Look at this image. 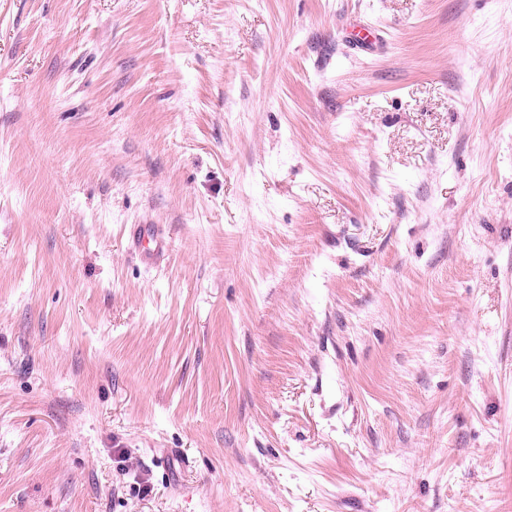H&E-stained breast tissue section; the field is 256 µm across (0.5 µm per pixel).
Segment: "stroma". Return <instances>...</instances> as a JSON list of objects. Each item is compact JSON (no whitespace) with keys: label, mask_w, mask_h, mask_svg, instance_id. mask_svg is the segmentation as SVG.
<instances>
[{"label":"stroma","mask_w":512,"mask_h":512,"mask_svg":"<svg viewBox=\"0 0 512 512\" xmlns=\"http://www.w3.org/2000/svg\"><path fill=\"white\" fill-rule=\"evenodd\" d=\"M0 512H512V0H0ZM133 245L142 253L145 260L153 262L163 251L164 240L155 227L135 226L131 230Z\"/></svg>","instance_id":"stroma-1"}]
</instances>
